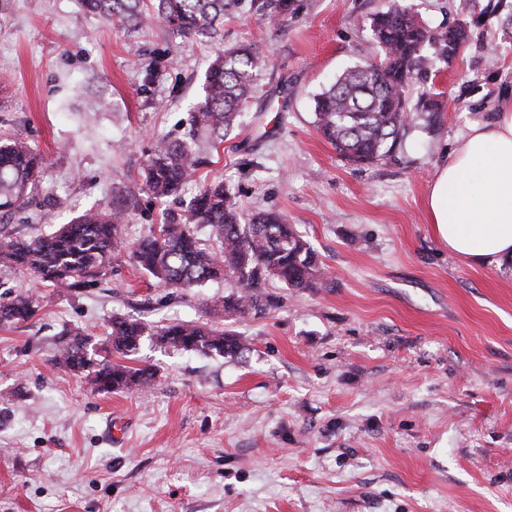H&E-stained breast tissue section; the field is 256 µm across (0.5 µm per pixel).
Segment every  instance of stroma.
<instances>
[{"instance_id":"stroma-1","label":"stroma","mask_w":512,"mask_h":512,"mask_svg":"<svg viewBox=\"0 0 512 512\" xmlns=\"http://www.w3.org/2000/svg\"><path fill=\"white\" fill-rule=\"evenodd\" d=\"M404 2L469 37L411 91L434 96L435 120L416 114L388 156L354 165L313 128V96L375 55L371 18L389 0H298L278 26L236 10L211 42L155 23L130 35L79 0H0V135L47 160L8 231L123 208L130 247L162 209L180 211L143 191L144 151L182 135L209 62L248 43L267 62L256 94L218 150L202 144L210 163L186 193L221 181L244 213L279 212L332 276L302 291L267 281L264 311L215 318L204 300L234 280L165 289L124 255L72 294L0 268L5 288L39 302L0 325V512H512V257L450 255L426 208L468 127L512 101V34L497 0ZM116 315L212 322L243 350L146 339L131 364L152 368L153 385L93 393L52 351L75 327L100 346Z\"/></svg>"}]
</instances>
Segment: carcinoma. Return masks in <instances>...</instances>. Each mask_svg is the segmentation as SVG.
<instances>
[{
	"label": "carcinoma",
	"instance_id": "carcinoma-1",
	"mask_svg": "<svg viewBox=\"0 0 512 512\" xmlns=\"http://www.w3.org/2000/svg\"><path fill=\"white\" fill-rule=\"evenodd\" d=\"M297 0H82L84 8L118 23L132 34L152 18L183 38L207 40L224 23V14L249 6L269 24H280L297 11ZM380 65L367 70L356 64L338 74L314 99L313 126L341 154L357 163H373L391 153L409 126L405 115L434 109L412 102L411 89L438 58L448 61L464 44L448 43V33L424 25L410 7L393 0L372 18ZM263 57L251 46L229 48L208 66L203 93L189 112L188 132L179 140L153 144L144 168L145 191L159 203L182 199L187 180L205 163L197 151L208 132L222 140L253 97L264 69ZM43 156L13 136L0 137V224L27 204L36 186ZM127 213L88 210L61 224L52 234L22 239L0 230V265L32 273L64 291L87 290L112 273V259L123 249L122 225ZM209 229L214 245L200 243ZM132 260L163 288H200L226 275L239 291L206 299L215 315H246L262 303V282L275 279L289 288H324L329 272L311 245L273 211L249 217L239 210L229 189L211 184L170 212L159 232H150L132 251ZM36 299L20 293L0 301V324L25 321L35 313ZM161 347L218 356L234 355L241 343L234 333L212 325L182 322L153 330L132 317L112 319L103 353L85 352L78 328L61 332L55 362L81 376L92 392H126L151 385L155 373L133 368L112 355L128 357L143 337Z\"/></svg>",
	"mask_w": 512,
	"mask_h": 512
}]
</instances>
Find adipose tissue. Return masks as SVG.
Masks as SVG:
<instances>
[{
  "instance_id": "ef3b65f1",
  "label": "adipose tissue",
  "mask_w": 512,
  "mask_h": 512,
  "mask_svg": "<svg viewBox=\"0 0 512 512\" xmlns=\"http://www.w3.org/2000/svg\"><path fill=\"white\" fill-rule=\"evenodd\" d=\"M426 206L450 253L476 265L512 256V103L495 121L469 126L438 169Z\"/></svg>"
}]
</instances>
